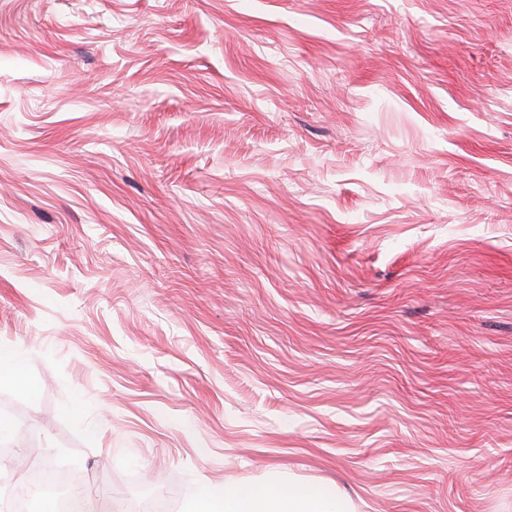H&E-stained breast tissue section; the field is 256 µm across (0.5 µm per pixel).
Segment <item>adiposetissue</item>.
I'll return each mask as SVG.
<instances>
[{"instance_id":"1","label":"adipose tissue","mask_w":512,"mask_h":512,"mask_svg":"<svg viewBox=\"0 0 512 512\" xmlns=\"http://www.w3.org/2000/svg\"><path fill=\"white\" fill-rule=\"evenodd\" d=\"M199 502L200 512H348L331 492L289 480L259 490L209 486Z\"/></svg>"}]
</instances>
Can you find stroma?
<instances>
[{"instance_id":"obj_1","label":"stroma","mask_w":512,"mask_h":512,"mask_svg":"<svg viewBox=\"0 0 512 512\" xmlns=\"http://www.w3.org/2000/svg\"><path fill=\"white\" fill-rule=\"evenodd\" d=\"M0 343L97 499L512 512V0H0ZM199 502L201 512H350L331 492L290 480L259 490L208 486Z\"/></svg>"}]
</instances>
